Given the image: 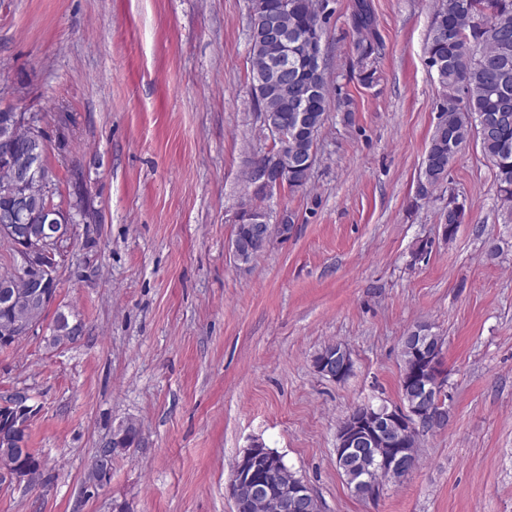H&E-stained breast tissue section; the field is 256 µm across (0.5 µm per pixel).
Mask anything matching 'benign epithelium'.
<instances>
[{
  "instance_id": "obj_1",
  "label": "benign epithelium",
  "mask_w": 512,
  "mask_h": 512,
  "mask_svg": "<svg viewBox=\"0 0 512 512\" xmlns=\"http://www.w3.org/2000/svg\"><path fill=\"white\" fill-rule=\"evenodd\" d=\"M297 49L303 51L312 65L322 66L320 26L306 28ZM261 123L269 141H281L285 146L276 156L267 151L255 160L249 168L245 194L272 199L285 187L288 129L270 113L262 114ZM21 125L29 131L28 139L23 143L16 137V128ZM45 145L44 132L38 116L33 113H11L9 120L0 124V162L11 172V184L6 191L10 203L0 209V226L5 228L10 245L19 258L14 277L0 284V302L8 307H15L20 302L28 312L26 319L0 330L6 341L26 336L41 324V310L51 303V297L43 291L44 285L58 265L56 256L61 254V243L70 236L72 224L80 214V209L75 206L64 209L51 202L47 203L42 216L29 214L26 201L32 192L51 197L48 175L39 155L40 148ZM236 222H247L251 229L248 237L235 238L230 244L240 267L244 265V254L256 255L266 250L274 242L288 238L292 229L290 224L270 223L266 215L251 216L247 206L240 208ZM402 344L421 354L426 366L425 374L409 378L412 386L410 404L364 405L354 413L351 423L336 433V457L346 458L359 451L370 456L373 463L368 480L370 498L381 494L386 482L403 478L415 469L414 455L407 448V433L420 435L432 426L438 428L448 423L449 403L445 402L449 396L448 382L438 367L443 354L441 341L416 327L403 336ZM351 362V352L344 346L324 354L317 370L334 381L343 377L344 366ZM27 401L28 397L18 392L5 403L12 422L30 423L33 407ZM258 450L257 446L244 448L238 456L229 485L234 505H239L241 492L246 490L253 503L275 497L280 512H316L320 509L318 499L304 481L295 478L285 482L273 473L264 479L256 477L247 458ZM21 483L30 485L25 470L14 467L0 470V485L9 487Z\"/></svg>"
}]
</instances>
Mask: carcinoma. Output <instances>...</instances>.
<instances>
[{
	"instance_id": "obj_1",
	"label": "carcinoma",
	"mask_w": 512,
	"mask_h": 512,
	"mask_svg": "<svg viewBox=\"0 0 512 512\" xmlns=\"http://www.w3.org/2000/svg\"><path fill=\"white\" fill-rule=\"evenodd\" d=\"M321 11L323 0H250L249 5L251 93L257 111L288 116L295 111L299 97L309 94L303 125L288 131V154L295 156L311 148L325 124L329 98L326 71L318 73L306 59L296 57L294 83L281 89L268 86L274 48L265 41L258 21L267 13L276 15L280 28L293 35L321 22ZM476 18L478 25L473 24ZM352 25L353 53L363 84L370 85L376 79L379 43L374 13L364 0L353 14ZM424 53L427 60L440 64L435 73L451 107L441 109L418 181L434 190L442 186L455 150L473 137L493 167L501 208L512 216V0H469L467 9L463 0H437ZM462 217L463 213L448 209L442 219L444 240L454 239ZM69 326V316L56 312L49 346L68 344L65 330ZM139 435L137 427L127 430L121 441L111 444L110 451L119 455L121 449L137 446ZM12 465L28 469L31 485L40 482L41 460L32 449L21 455L14 445L0 443V469ZM336 468L353 488L366 478L371 461L366 457L338 459Z\"/></svg>"
}]
</instances>
